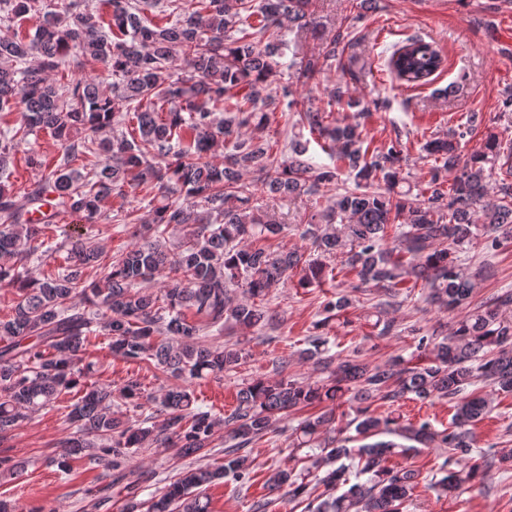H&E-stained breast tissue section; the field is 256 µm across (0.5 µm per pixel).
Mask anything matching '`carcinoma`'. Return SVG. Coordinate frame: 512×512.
Segmentation results:
<instances>
[{
  "instance_id": "1",
  "label": "carcinoma",
  "mask_w": 512,
  "mask_h": 512,
  "mask_svg": "<svg viewBox=\"0 0 512 512\" xmlns=\"http://www.w3.org/2000/svg\"><path fill=\"white\" fill-rule=\"evenodd\" d=\"M107 2L109 33L88 0H0L4 18L34 19V33L0 37V112L23 105L19 125L0 131V171L40 131L62 147L60 159L32 188L15 193L0 182V257L6 258L0 285L17 290L12 314L0 319V441L31 414L76 392L66 413L74 432L57 444L55 462L67 473L70 461L80 459L117 482L135 448H175L188 457L224 430L229 446L223 465L184 470L147 500L137 499V487L150 479L142 473L129 483L123 512H209L207 486L226 477L250 481L252 461L240 450L307 408L319 411L292 428V446L319 452L301 471L279 466L267 480L271 492L305 504L304 512H407L420 472L390 459L419 445L448 449L437 469L441 477L431 483L442 493L483 482L495 464L511 467L512 453L476 448L473 428L489 407L479 385L512 395V318L503 315L512 292L472 304L482 271L463 270L458 248L480 237L490 251L512 241V183L493 191L485 174L486 164L501 161L512 175V145L491 134L462 159V143L483 122L471 113L447 137L424 144L439 164L414 203L407 199L410 191L399 189L400 142L371 152L358 125L310 105L296 113L295 124L344 165L357 189L337 194L303 225L301 237L319 258L273 250L267 241L285 225L252 206L251 187L273 197H301L338 176L336 168L305 158L300 142L279 149L254 136L270 114L292 108L284 102L288 89L272 88L277 41L285 29L298 35L307 27L312 0H170L173 16L161 25L148 18L159 0ZM348 44L349 32L336 30L321 51L300 61L298 79H318ZM71 57L118 78L115 95L96 76L68 79ZM444 67L441 50L417 35L387 60L390 75L409 87L431 84ZM231 137L224 159H211ZM127 186L159 196L143 222L120 211L137 238L129 250L106 258L100 241L80 229L59 237V223L73 217L81 224H112L106 203L125 197ZM390 225L396 234L388 244ZM171 227L184 231L174 257L164 238ZM63 251L68 266L61 274L30 275L33 259L54 260ZM337 256L360 283L391 297L411 282L429 289L434 304L467 312L448 334L418 337L417 363L400 355L382 363L342 358L315 335L302 357L323 377L304 384L285 376L256 379L239 390L227 415L197 407L186 387L163 388L144 403L137 379L117 389L91 381L99 364L85 354L90 338L99 336L112 356L148 362L163 374L223 376L246 363L249 353L238 342L218 346L209 337L232 325L268 324L275 316L263 301L271 289L294 276L299 288L319 287L327 260ZM90 267L96 269L92 280L84 277ZM352 305L347 294L331 295L315 328L346 316ZM409 394L452 402L451 427L405 424L393 411L372 409L378 400L395 403ZM115 400L132 415L124 419L113 411ZM345 404L354 411L346 427L365 440L357 448L347 446L352 438L342 436L343 428H335L336 410ZM155 414L162 422L144 426Z\"/></svg>"
}]
</instances>
